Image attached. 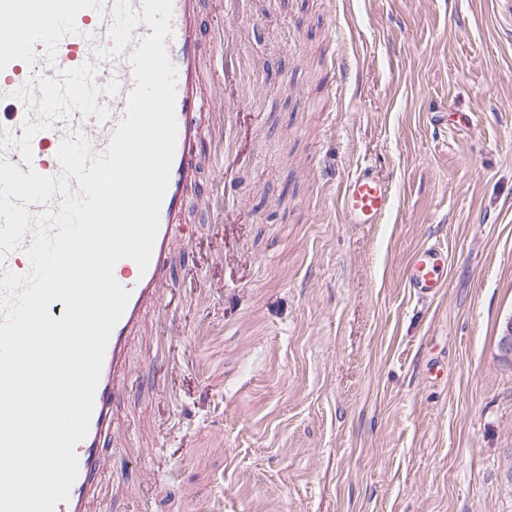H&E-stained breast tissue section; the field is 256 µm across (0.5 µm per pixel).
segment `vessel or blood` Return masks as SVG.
<instances>
[{
	"instance_id": "vessel-or-blood-1",
	"label": "vessel or blood",
	"mask_w": 512,
	"mask_h": 512,
	"mask_svg": "<svg viewBox=\"0 0 512 512\" xmlns=\"http://www.w3.org/2000/svg\"><path fill=\"white\" fill-rule=\"evenodd\" d=\"M242 2L173 0L165 44L177 71V141L159 229L147 270L129 259L114 267L115 279L131 295L106 347L89 432L76 447L78 476L68 500L58 503L55 512H102L107 491L101 475L126 441L114 407L126 390L130 344L148 317L164 314L170 255L177 241L188 238L182 222L186 198L196 196L224 228L241 216L228 185L239 160L238 120L249 104L245 89L255 83L239 50L236 18ZM115 5L116 0H0V129L22 136L28 109L14 93L39 77L52 78L57 71L90 62L97 66V86L118 84L116 93L97 98L107 110L105 118L75 110L34 135L32 166L40 174L60 172L57 152L68 137L83 135L93 153L106 152L125 116L135 80L128 53L112 52ZM100 50L108 51V58H97ZM206 161L220 175L204 184L199 169ZM392 206V183L376 166H361L340 184L338 208L344 223H380ZM447 270V250L426 242L409 258L404 283L433 297L445 288Z\"/></svg>"
}]
</instances>
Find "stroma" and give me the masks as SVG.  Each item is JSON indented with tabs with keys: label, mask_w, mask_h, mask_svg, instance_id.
Instances as JSON below:
<instances>
[{
	"label": "stroma",
	"mask_w": 512,
	"mask_h": 512,
	"mask_svg": "<svg viewBox=\"0 0 512 512\" xmlns=\"http://www.w3.org/2000/svg\"><path fill=\"white\" fill-rule=\"evenodd\" d=\"M236 23L260 81L233 280L207 266L217 227L191 200L166 295L182 335L163 344L150 320L132 344L104 512L219 495L224 512H512V42L485 0H244ZM324 153L335 180L389 176L381 223H343ZM427 240L449 258L432 301L403 282ZM203 321L223 335L197 342Z\"/></svg>",
	"instance_id": "obj_1"
}]
</instances>
